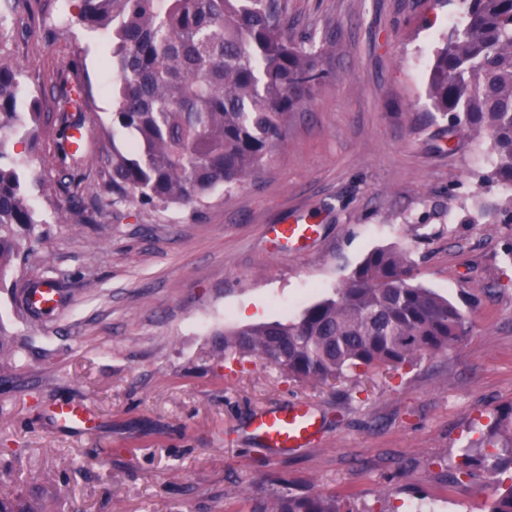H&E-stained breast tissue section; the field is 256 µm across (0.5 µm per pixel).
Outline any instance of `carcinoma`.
I'll list each match as a JSON object with an SVG mask.
<instances>
[{
	"mask_svg": "<svg viewBox=\"0 0 512 512\" xmlns=\"http://www.w3.org/2000/svg\"><path fill=\"white\" fill-rule=\"evenodd\" d=\"M463 17L448 26L429 60L433 109L489 140L488 186L512 188V0H462ZM63 22L99 30L112 40V144L96 162L117 200L143 206L189 204L219 185L245 181L287 136L288 114L325 81L323 50L288 37L281 0H76ZM57 73L56 110L84 125L89 95ZM25 71L0 58V130L19 131ZM0 139V281L12 271L21 242L39 224ZM60 188L78 189L87 156L57 143ZM411 255L376 249L325 298L295 320L224 330V357H255L289 377L326 385L373 369L414 366L444 353L469 327V311L411 281ZM483 446L462 450L448 473L459 484L483 469L512 471V406L497 412ZM0 512H50L0 498ZM252 512H354L349 499L308 492L259 497ZM486 512H512V475L499 482Z\"/></svg>",
	"mask_w": 512,
	"mask_h": 512,
	"instance_id": "cac0c4a2",
	"label": "carcinoma"
}]
</instances>
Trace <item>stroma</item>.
Instances as JSON below:
<instances>
[{
  "mask_svg": "<svg viewBox=\"0 0 512 512\" xmlns=\"http://www.w3.org/2000/svg\"><path fill=\"white\" fill-rule=\"evenodd\" d=\"M296 39L327 46L328 82L288 120L286 142L243 183L190 205L113 203L98 166L79 201L57 188L59 126L9 132L45 245L24 242L0 284V324L19 345L0 370V498L47 497L54 512H249L259 491L347 494L358 512H484L486 476L450 484L497 410L512 405V216L480 187L485 138L449 128L427 94L428 59L458 0H287ZM63 0H14L0 56L49 103L75 63L89 84L86 149L112 123L110 38L69 33ZM318 224L302 251L268 227ZM410 253L417 283L479 298L448 352L334 386L261 361H224L225 328L298 316L371 251ZM63 286L58 311H19L25 281ZM319 418L307 447L271 454L252 418L293 401ZM85 404L96 430H56V402Z\"/></svg>",
  "mask_w": 512,
  "mask_h": 512,
  "instance_id": "1",
  "label": "stroma"
}]
</instances>
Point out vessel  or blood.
<instances>
[{
    "label": "vessel or blood",
    "mask_w": 512,
    "mask_h": 512,
    "mask_svg": "<svg viewBox=\"0 0 512 512\" xmlns=\"http://www.w3.org/2000/svg\"><path fill=\"white\" fill-rule=\"evenodd\" d=\"M270 231L276 239L292 247L313 241L318 227L314 224H274ZM23 303L32 311L49 313L57 306V291L51 281H44L25 294ZM50 416L56 425L63 428L78 431L90 426L87 409L78 403L53 405ZM316 427L317 418L310 405L303 401L292 402L284 410L265 413L254 420L256 433L274 450L301 447L313 437Z\"/></svg>",
    "instance_id": "b4317fda"
}]
</instances>
